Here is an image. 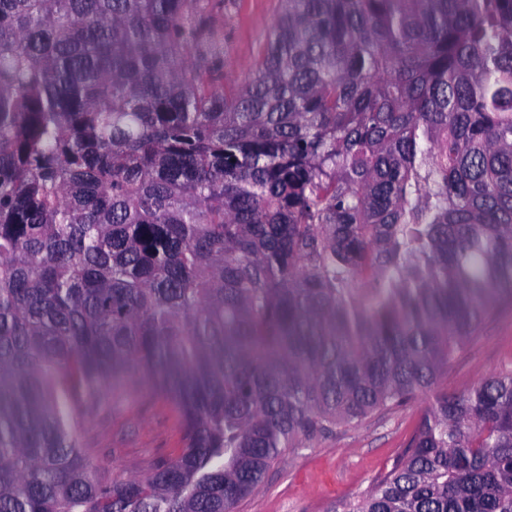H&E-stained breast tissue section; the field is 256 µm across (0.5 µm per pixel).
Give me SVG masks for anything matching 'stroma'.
I'll return each mask as SVG.
<instances>
[{
  "label": "stroma",
  "mask_w": 512,
  "mask_h": 512,
  "mask_svg": "<svg viewBox=\"0 0 512 512\" xmlns=\"http://www.w3.org/2000/svg\"><path fill=\"white\" fill-rule=\"evenodd\" d=\"M276 9V0H232L224 17L225 82L239 83L252 73ZM510 368L512 303L502 302L449 364L447 385L461 393ZM418 411L414 405L374 415L287 453L236 512H334L338 501L363 492L390 468ZM81 443L102 470L138 476L156 456L178 447L180 431L169 401L135 381L117 389L107 412L91 416Z\"/></svg>",
  "instance_id": "35a3bbf8"
}]
</instances>
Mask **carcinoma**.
<instances>
[{
	"label": "carcinoma",
	"instance_id": "obj_1",
	"mask_svg": "<svg viewBox=\"0 0 512 512\" xmlns=\"http://www.w3.org/2000/svg\"><path fill=\"white\" fill-rule=\"evenodd\" d=\"M224 0H0V512H234L287 452L420 394L336 512H512V0H278L224 86ZM182 446L103 473L129 372ZM512 369V303L497 304L448 365V391L462 393L503 369Z\"/></svg>",
	"mask_w": 512,
	"mask_h": 512
}]
</instances>
